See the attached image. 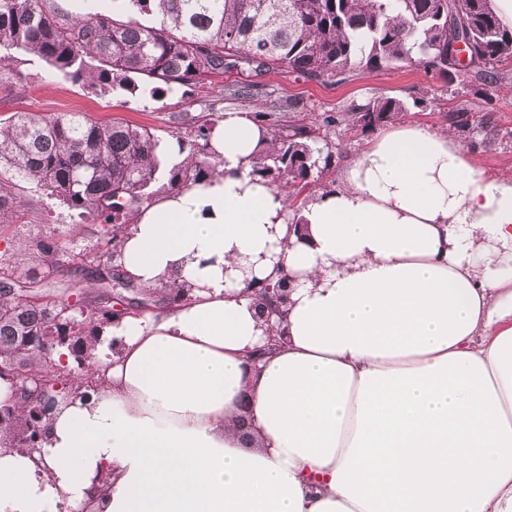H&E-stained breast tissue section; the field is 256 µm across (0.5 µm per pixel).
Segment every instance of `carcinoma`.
<instances>
[{
	"label": "carcinoma",
	"mask_w": 512,
	"mask_h": 512,
	"mask_svg": "<svg viewBox=\"0 0 512 512\" xmlns=\"http://www.w3.org/2000/svg\"><path fill=\"white\" fill-rule=\"evenodd\" d=\"M128 11L74 13L56 0H0V86L27 87L11 66L32 54L63 80L93 94L152 93L205 87L224 96L219 79L237 73L240 99L253 97L249 77L270 69L308 81L342 83L354 74L420 66L449 84L468 71L486 94L499 89V67L512 66V29L501 25L492 0H128ZM142 15H160L144 24ZM468 37L470 65L448 58L459 35ZM378 96L347 112L308 123L288 107L271 105L253 119L270 136L252 176L283 189L298 214L306 190L336 166L330 129L346 124L372 132L418 107ZM222 116L195 118L180 139L187 155L155 187L157 140L149 129L123 121L101 123L79 112H19L0 121V170L35 184L47 199L101 226L78 253L55 232L24 240L7 233L21 201L0 177V378L14 384L18 401L0 403V447L36 448L57 397L93 386L96 330L112 322V299L136 302L132 314L164 309L190 294L191 285L147 289L115 265L122 235L135 212L162 191L201 183L220 161L209 147ZM83 305L66 311L72 290Z\"/></svg>",
	"instance_id": "1"
}]
</instances>
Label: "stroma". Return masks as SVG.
Returning a JSON list of instances; mask_svg holds the SVG:
<instances>
[{
    "mask_svg": "<svg viewBox=\"0 0 512 512\" xmlns=\"http://www.w3.org/2000/svg\"><path fill=\"white\" fill-rule=\"evenodd\" d=\"M16 66L27 75L29 86L23 91L0 86V119L16 111L48 115L79 112L98 122L125 120L147 127L160 140L183 135L185 127L180 119L186 115L221 114L228 110L252 113L267 110L273 102L293 101L298 105L299 117L308 120L325 112L347 111L376 96L407 100L425 91L429 94L427 106L411 109L410 120L448 130L452 128L449 113L488 116L490 125L485 133L460 130L456 137L487 176L512 174V67L503 70V92L490 100L485 99L472 76L460 75L447 85L423 68L407 67L356 75L340 84L311 82L270 70L255 76L254 96L244 101L230 96L208 97L199 89H178L154 97L148 89L141 88L133 93L118 91L100 96L53 75L49 66L36 57L19 56ZM18 195L22 201L21 221L30 225L32 233L54 228L67 235L73 248L94 244L93 224L72 217L65 207L47 208L44 197L31 184H23Z\"/></svg>",
    "mask_w": 512,
    "mask_h": 512,
    "instance_id": "1",
    "label": "stroma"
}]
</instances>
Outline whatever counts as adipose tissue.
Here are the masks:
<instances>
[{"instance_id": "obj_1", "label": "adipose tissue", "mask_w": 512, "mask_h": 512, "mask_svg": "<svg viewBox=\"0 0 512 512\" xmlns=\"http://www.w3.org/2000/svg\"><path fill=\"white\" fill-rule=\"evenodd\" d=\"M228 111L206 182L134 214L117 265L188 299L105 325L97 389L0 448V512H512V174L399 120L301 210ZM289 278L264 321L246 281Z\"/></svg>"}]
</instances>
